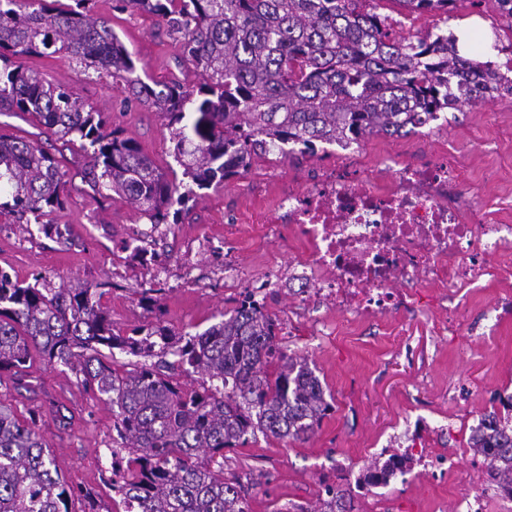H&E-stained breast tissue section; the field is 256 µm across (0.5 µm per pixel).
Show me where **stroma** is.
Wrapping results in <instances>:
<instances>
[{
	"label": "stroma",
	"instance_id": "stroma-1",
	"mask_svg": "<svg viewBox=\"0 0 512 512\" xmlns=\"http://www.w3.org/2000/svg\"><path fill=\"white\" fill-rule=\"evenodd\" d=\"M92 14L107 19L133 53L139 72L163 82L179 77L198 83L193 68L182 64L178 44L154 17L116 9L114 0H93ZM478 21L472 51L499 61L498 47L512 45V21L494 10L491 0H457L451 16H417L413 31L455 30ZM25 68L48 81L69 85L110 123L133 138L155 165L170 177L182 174L173 157L171 131L157 112L129 101L123 88L66 56H28ZM463 170L458 186L463 202L512 209V94L442 112L425 128L395 136L361 140L355 161L367 173H379L386 157L403 164L435 161L442 147ZM68 203L51 215L65 225L62 234L23 232L12 215H0V268L21 282L42 274L53 282L72 278L95 284L116 279L118 287L102 298L114 329L127 331L160 323L175 332H202L231 315L239 289L224 285L225 268L247 282L263 269L298 255L287 237L265 241L244 237L243 222L256 215L257 203L272 204L288 185L309 186L329 163L346 162L335 145L314 156L289 151L251 159L224 187L200 191L182 208L178 222L153 232L150 222L117 194L95 195L82 177L85 158L80 143L62 149ZM151 233L158 262L167 268L157 280L155 263L139 261L129 242ZM242 234L227 256L187 254L200 238L223 241ZM193 264L194 283L182 281L184 261ZM162 286L163 314L146 312L138 303L141 289ZM268 314L279 325V342L289 353L307 356L334 410L306 441L264 436L225 451L224 475L250 492V512H288L291 505H314L325 487L356 483L364 467L381 451L404 452L414 445L447 455L453 461L437 477L413 464L415 478H393L378 493H353V512H456L461 494H481L485 512H512L500 497L468 438L474 416L499 407L512 394V288H485L467 300L458 325L435 332L434 320L446 318L449 304L436 289L422 290L416 307H401L382 318L347 322L335 306L321 304L301 311L295 296L282 288L265 298ZM35 392L16 388L10 375L0 376V401L17 412L47 403L62 406L63 419L47 418L42 433L66 481L87 489L90 499L73 501V512H124L107 479L112 445V411L77 385L60 366L34 359L30 369Z\"/></svg>",
	"mask_w": 512,
	"mask_h": 512
}]
</instances>
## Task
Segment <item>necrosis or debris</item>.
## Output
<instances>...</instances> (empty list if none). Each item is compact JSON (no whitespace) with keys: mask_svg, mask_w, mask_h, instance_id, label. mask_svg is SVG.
<instances>
[{"mask_svg":"<svg viewBox=\"0 0 512 512\" xmlns=\"http://www.w3.org/2000/svg\"><path fill=\"white\" fill-rule=\"evenodd\" d=\"M451 159L402 165L393 183L342 168L323 170L308 188L277 198L273 224L299 229L305 252L270 267L262 288H294L300 303L327 300L354 318L384 315L418 300L422 285L456 298L512 285V217L504 209L466 207ZM499 263H491V256Z\"/></svg>","mask_w":512,"mask_h":512,"instance_id":"4bbe7bcc","label":"necrosis or debris"}]
</instances>
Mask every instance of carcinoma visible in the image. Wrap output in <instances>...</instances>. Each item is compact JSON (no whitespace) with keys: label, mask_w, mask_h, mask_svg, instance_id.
I'll use <instances>...</instances> for the list:
<instances>
[{"label":"carcinoma","mask_w":512,"mask_h":512,"mask_svg":"<svg viewBox=\"0 0 512 512\" xmlns=\"http://www.w3.org/2000/svg\"><path fill=\"white\" fill-rule=\"evenodd\" d=\"M89 0H0V114L28 115L64 143L88 141L93 193L125 198L152 224L197 191L217 188L252 156L288 143L313 154L355 133L400 135L428 125L450 105L512 92L490 61L458 54L456 37L396 35L392 17L368 0H118L152 15L200 77L192 87L148 82L108 20ZM409 14L452 12L457 0H397ZM93 67L127 97L159 112L171 128L175 161L189 183L169 180L138 143L86 107L76 92L17 62L47 51ZM0 213L40 225L64 208L58 158L36 140L0 134ZM109 282L23 285L0 269V374L18 388L33 357L67 368L112 408L110 482L125 512H250L248 492L224 478V449L262 433L302 440L331 409L307 358L283 351L278 325L252 294L202 333L160 325L122 333L101 299ZM147 311L160 290L141 293ZM134 357L116 361L115 352ZM193 378L186 384L176 374ZM43 411L18 415L0 403V512H71L89 493L62 478L40 432ZM470 449L489 458L487 475L512 487V395L472 429ZM373 461L365 479L386 480L394 459ZM299 512H352L350 490L325 489Z\"/></svg>","instance_id":"obj_1"}]
</instances>
